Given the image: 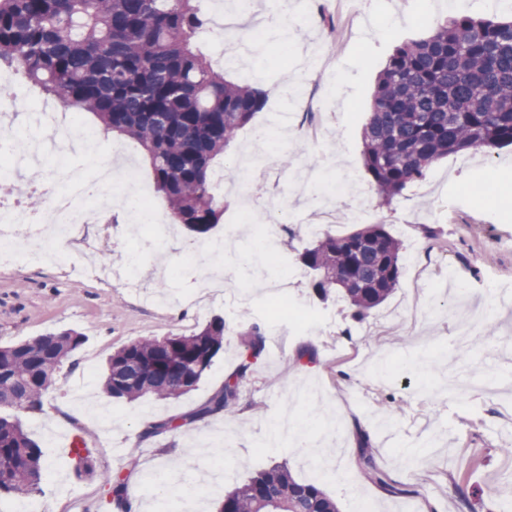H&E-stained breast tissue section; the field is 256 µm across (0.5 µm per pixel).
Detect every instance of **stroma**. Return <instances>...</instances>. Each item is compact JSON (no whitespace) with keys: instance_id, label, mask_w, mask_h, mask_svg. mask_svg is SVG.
<instances>
[{"instance_id":"35a3bbf8","label":"stroma","mask_w":512,"mask_h":512,"mask_svg":"<svg viewBox=\"0 0 512 512\" xmlns=\"http://www.w3.org/2000/svg\"><path fill=\"white\" fill-rule=\"evenodd\" d=\"M404 14L414 24H396ZM448 17V0H314L311 14L292 10L286 50L275 55L262 48L265 31L247 22L232 30V38L248 42L251 56L246 64L227 65L226 77L263 90L266 104L224 152L221 164L230 175L212 237L232 236L252 251L262 225L281 222L285 259L269 261L262 275L289 282L286 311L271 315L266 291L245 268L225 270L223 294L200 292L207 261L190 257L195 238L177 225L153 233L174 258L173 275L162 278L153 275L151 253L140 251L139 239L115 220L81 225L60 261L0 267V346L67 329L85 337L56 370L43 412L22 417L47 461L40 495L47 512L112 507L97 479L76 474L67 439L79 435V420L53 427L46 411L78 408L82 375L99 385L109 357L122 346L189 335L217 315L226 325L224 348L195 390L169 401L115 403L96 396L112 414V433L92 434L90 455L100 469L133 466L129 486L145 504L165 491L147 477L179 455L180 433L135 445L131 436L140 420L188 413L209 399L237 367L241 337L256 322L266 349L240 386L235 414L189 426L199 435L221 436L220 463L233 483L284 463L298 480H320L339 512H457L463 497L473 512H512V458L500 453L512 439V145L448 155L386 204L379 203L363 163L362 129L380 71L397 45L429 36ZM288 71L303 80L293 97L283 98L274 90ZM277 112L288 113L287 132H274L267 161L239 176L238 161L254 131ZM79 119L96 134L90 153L123 146L141 181L152 185L140 145L101 135L91 113ZM286 151L292 155L287 167L280 161ZM365 200L372 204L371 223L401 238L404 253L392 295L358 319L339 291L325 300L313 292L299 256L313 242L309 226L345 235L354 228L349 213ZM104 253L115 268L138 258L140 289L88 273ZM459 298L499 312L494 337L454 346ZM302 348L311 357L300 362ZM427 350L434 356L427 368L404 370L406 357ZM494 373L500 394L473 390L476 378ZM309 383L318 386L317 409L344 425L342 451L328 475L296 450L278 456L257 451L254 442L282 412L303 418L308 405L297 390ZM365 434L404 493H388L364 477L359 453Z\"/></svg>"}]
</instances>
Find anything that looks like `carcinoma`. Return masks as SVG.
<instances>
[{"instance_id": "1", "label": "carcinoma", "mask_w": 512, "mask_h": 512, "mask_svg": "<svg viewBox=\"0 0 512 512\" xmlns=\"http://www.w3.org/2000/svg\"><path fill=\"white\" fill-rule=\"evenodd\" d=\"M197 0H0V64H20L61 108L93 113L105 130L135 139L173 222L203 236L224 213L214 161L264 107L263 93L228 81L198 48L207 24ZM512 144V20L454 17L430 36L398 46L380 72L363 128V156L381 202L421 179L437 159L463 149ZM402 241L381 225L344 236L317 235L300 255L324 298L337 288L363 319L395 290ZM224 318L199 332L129 343L109 358L102 392L117 402L177 399L193 390L224 346ZM84 342L69 329L0 346V498L41 492L46 460L20 414L42 412L57 368ZM222 388L188 414L153 424L154 437L234 411L239 384L265 350L260 325ZM83 473L112 490L115 512H131L130 476H112L79 456ZM364 476L389 493L404 489L363 439ZM220 512H338L315 482L287 464L251 476L224 494Z\"/></svg>"}]
</instances>
